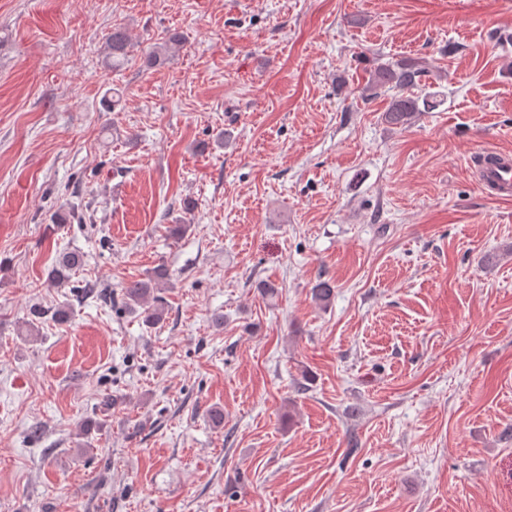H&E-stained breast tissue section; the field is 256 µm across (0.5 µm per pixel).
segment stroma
<instances>
[{
	"label": "stroma",
	"instance_id": "35a3bbf8",
	"mask_svg": "<svg viewBox=\"0 0 512 512\" xmlns=\"http://www.w3.org/2000/svg\"><path fill=\"white\" fill-rule=\"evenodd\" d=\"M378 57L425 62L441 104L387 126ZM485 149L512 158V0H0V512H512V200L476 186ZM68 204L85 223L53 224ZM59 248L84 298L45 286ZM160 263L149 328L120 286ZM107 48L112 60H122L128 56L131 46L129 37L123 27L113 25L111 32L106 38ZM182 39V36L175 31H165L160 38L161 42L156 43L153 49L148 53L146 63L150 65L160 64L166 59V54L181 45Z\"/></svg>",
	"mask_w": 512,
	"mask_h": 512
}]
</instances>
